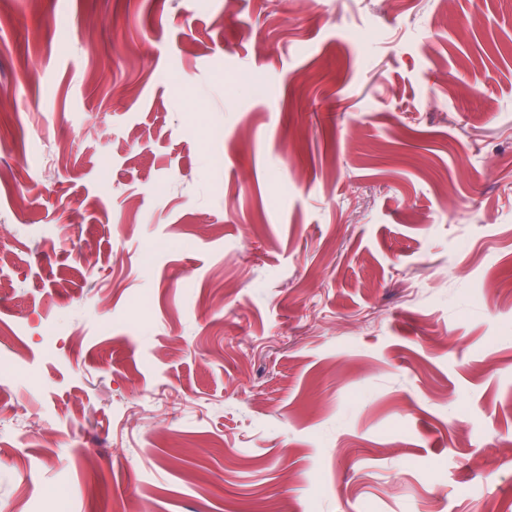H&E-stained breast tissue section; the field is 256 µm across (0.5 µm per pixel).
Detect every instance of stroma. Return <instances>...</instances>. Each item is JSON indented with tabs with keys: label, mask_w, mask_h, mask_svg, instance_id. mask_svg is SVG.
Instances as JSON below:
<instances>
[{
	"label": "stroma",
	"mask_w": 512,
	"mask_h": 512,
	"mask_svg": "<svg viewBox=\"0 0 512 512\" xmlns=\"http://www.w3.org/2000/svg\"><path fill=\"white\" fill-rule=\"evenodd\" d=\"M0 255V512H512V0H0Z\"/></svg>",
	"instance_id": "stroma-1"
}]
</instances>
